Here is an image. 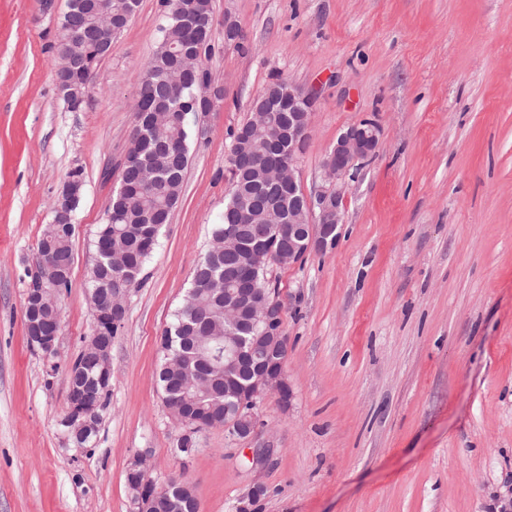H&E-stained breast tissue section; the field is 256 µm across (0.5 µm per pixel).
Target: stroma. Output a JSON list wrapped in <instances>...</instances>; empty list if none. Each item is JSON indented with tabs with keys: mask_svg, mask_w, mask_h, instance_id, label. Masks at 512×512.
<instances>
[{
	"mask_svg": "<svg viewBox=\"0 0 512 512\" xmlns=\"http://www.w3.org/2000/svg\"><path fill=\"white\" fill-rule=\"evenodd\" d=\"M220 106L188 119L181 196L112 339V389L92 442L61 420L65 367L90 336L87 272L119 186L143 68L165 23L139 0L80 111L56 80L57 18L0 0V512H131L126 469L188 482L198 512H503L512 501V0H211ZM243 32L224 41V18ZM284 80L315 101L298 163L308 196L337 192L333 244L271 267L288 342V403L256 432H199L191 454L157 381L160 338L221 223L232 132ZM368 121L375 154L325 176L337 136ZM83 172L57 352L29 345L35 245ZM270 449L263 468L252 451Z\"/></svg>",
	"mask_w": 512,
	"mask_h": 512,
	"instance_id": "1",
	"label": "stroma"
}]
</instances>
